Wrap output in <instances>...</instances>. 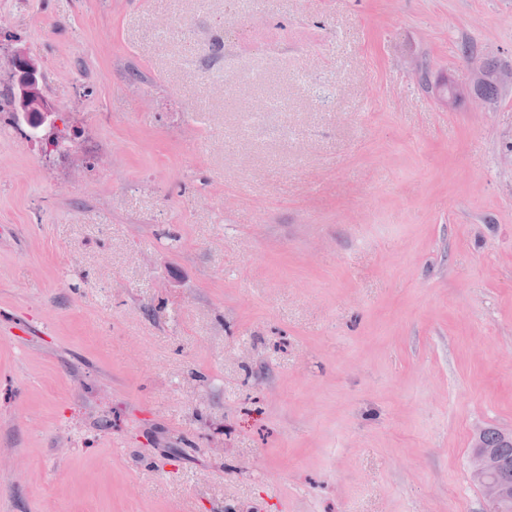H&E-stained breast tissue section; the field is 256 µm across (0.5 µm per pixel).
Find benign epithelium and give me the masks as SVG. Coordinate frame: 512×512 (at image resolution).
<instances>
[{
    "instance_id": "obj_1",
    "label": "benign epithelium",
    "mask_w": 512,
    "mask_h": 512,
    "mask_svg": "<svg viewBox=\"0 0 512 512\" xmlns=\"http://www.w3.org/2000/svg\"><path fill=\"white\" fill-rule=\"evenodd\" d=\"M490 61L480 55H470L464 61L466 80L459 81L448 77L438 83L443 100L448 107L456 105L457 100H469L483 104L486 99L479 92L480 85L488 75ZM11 90L16 112L26 118L34 117L37 128L48 133L56 124V106L45 92V76L41 62L25 47L12 50L9 60ZM491 465V459L484 453H476L469 459L472 475L483 481L481 490L488 505H495L505 493L498 482L485 480V473Z\"/></svg>"
}]
</instances>
